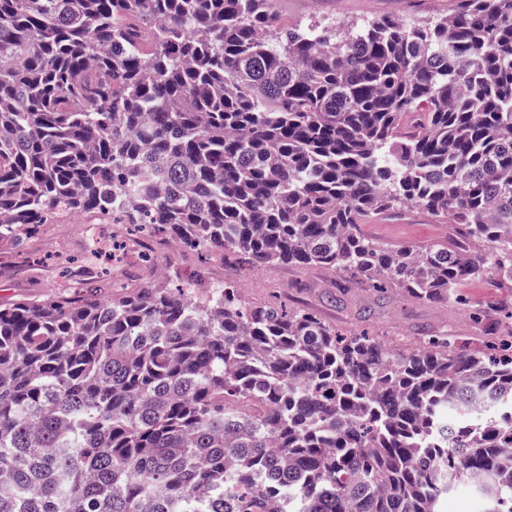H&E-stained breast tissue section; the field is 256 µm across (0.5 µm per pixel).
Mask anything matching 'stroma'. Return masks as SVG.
Segmentation results:
<instances>
[{
  "instance_id": "1",
  "label": "stroma",
  "mask_w": 512,
  "mask_h": 512,
  "mask_svg": "<svg viewBox=\"0 0 512 512\" xmlns=\"http://www.w3.org/2000/svg\"><path fill=\"white\" fill-rule=\"evenodd\" d=\"M457 0H272L271 9L279 26L288 28L318 19L342 25L374 19H427L449 16ZM364 235L392 245H428L450 240L448 224L410 211L397 217L362 225ZM108 224H53L43 241L30 242L0 262V305L22 297L45 298L55 293L64 278H74L87 266L82 258L89 250L91 235L110 236ZM183 281L235 279L244 298L260 302L276 298L317 314L343 330H368L412 341L425 332H445L458 340L477 339L474 323L483 317L485 324L496 323L494 306L512 301V287H502L490 276L466 283L462 292L465 304L421 303L401 294L385 297L362 284L338 292L337 275L292 266L253 269L242 265L230 269L204 265L201 256L177 251L167 256Z\"/></svg>"
}]
</instances>
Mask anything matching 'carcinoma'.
Returning <instances> with one entry per match:
<instances>
[{"mask_svg":"<svg viewBox=\"0 0 512 512\" xmlns=\"http://www.w3.org/2000/svg\"><path fill=\"white\" fill-rule=\"evenodd\" d=\"M463 302L512 284V0L280 28L269 0H0V251L60 211ZM410 210L464 249L358 225ZM343 334L156 275L0 307V512H512V330ZM441 507L443 512H484L487 509L479 493L469 485L449 489Z\"/></svg>","mask_w":512,"mask_h":512,"instance_id":"obj_1","label":"carcinoma"}]
</instances>
